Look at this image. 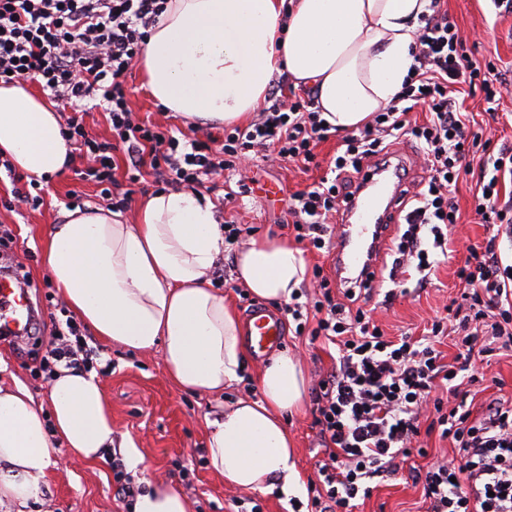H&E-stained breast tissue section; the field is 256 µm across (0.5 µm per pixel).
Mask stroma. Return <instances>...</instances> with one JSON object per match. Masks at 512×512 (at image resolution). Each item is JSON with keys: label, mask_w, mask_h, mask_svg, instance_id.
<instances>
[{"label": "stroma", "mask_w": 512, "mask_h": 512, "mask_svg": "<svg viewBox=\"0 0 512 512\" xmlns=\"http://www.w3.org/2000/svg\"><path fill=\"white\" fill-rule=\"evenodd\" d=\"M448 18L467 37L476 58H494L504 74L506 88L500 101V112L512 113V13L496 15L485 0H445ZM131 101L140 116L187 130L188 122L176 113H159L158 105L142 84L139 71L126 78ZM252 174L258 187L244 199L238 209V220L251 227L254 235L293 239L288 226V201L296 191L318 181L321 170L302 172L294 165L277 160H257ZM72 172L52 179L45 188L47 207L33 211L17 207L9 212L0 207V223L9 224L31 252L26 266L31 274V298L40 311V329L26 340L15 343L0 340V356L8 362L7 372L0 373V382L19 379L38 405L48 403L45 383L34 379L30 370L44 354L51 340V306L44 298L48 273L43 266V245L48 224L59 220L66 208L68 193L75 189ZM455 201L461 214L460 236L454 259L442 262L427 288L410 289L389 306H378L375 319L392 336L420 334L430 318L449 304L459 286L454 276L458 262L466 256V247L481 243L488 234L485 226L474 219L472 191L469 183H460ZM285 351L297 355L305 369L308 385H315L319 376L330 371L336 362L334 349L322 342L286 336ZM108 368L99 377L112 409L114 448L124 450L134 443L144 459L135 476L136 483L157 478L179 480L180 467H188L191 485L185 488L187 512H236L238 501L259 500L263 512H291L290 499L306 500L307 484L315 475V463L322 448L312 429V403H305L301 412L286 420L295 444V471L298 490L295 496L283 492H249L225 483L207 462L208 420L217 418L227 401L241 396H257V379L263 362L247 358L245 381L219 395L189 393L168 377L160 349L139 351L112 344H100ZM477 368L485 372L483 388L473 389V407L486 400L512 395V354L494 353L480 360ZM52 465L47 472L41 501L20 509L0 505V512H126L114 495L112 469L72 460L64 445L51 450ZM353 512H425L422 488L396 475L377 481L369 498L361 500Z\"/></svg>", "instance_id": "obj_1"}]
</instances>
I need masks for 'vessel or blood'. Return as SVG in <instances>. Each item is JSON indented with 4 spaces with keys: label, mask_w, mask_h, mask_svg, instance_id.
<instances>
[{
    "label": "vessel or blood",
    "mask_w": 512,
    "mask_h": 512,
    "mask_svg": "<svg viewBox=\"0 0 512 512\" xmlns=\"http://www.w3.org/2000/svg\"><path fill=\"white\" fill-rule=\"evenodd\" d=\"M401 159L388 161L372 172L362 189L344 206V222L336 238L334 268L337 284L365 287L374 284L378 254L391 246L390 218L399 216L398 204L410 182L401 178ZM33 318L26 288L0 274V330L26 335ZM246 342L256 359H263L285 340L282 314L263 303L252 304L245 315Z\"/></svg>",
    "instance_id": "vessel-or-blood-1"
}]
</instances>
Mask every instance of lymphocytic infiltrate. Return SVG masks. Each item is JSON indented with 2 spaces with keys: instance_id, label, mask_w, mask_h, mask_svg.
Segmentation results:
<instances>
[{
  "instance_id": "obj_1",
  "label": "lymphocytic infiltrate",
  "mask_w": 512,
  "mask_h": 512,
  "mask_svg": "<svg viewBox=\"0 0 512 512\" xmlns=\"http://www.w3.org/2000/svg\"><path fill=\"white\" fill-rule=\"evenodd\" d=\"M168 0H0V82L38 81L50 102L68 108L66 137L79 158L78 183L93 185L98 198L124 211L133 184L152 178L160 186L195 188L232 172L236 188L225 204L251 194L245 163L256 155L310 167L329 130L311 101L286 97L273 85L268 107L247 127L189 135L139 118L123 78L167 9ZM415 64L398 98L342 138L330 173L291 195L288 214L295 239L317 252L333 245L343 205L358 192L380 156L400 139L417 144L425 175L392 240L391 264L382 273L397 286L422 289L442 258L453 253L451 234L460 213L452 195L461 179L475 176L474 206L491 234L467 247L456 271L460 301L419 336H386L368 308L371 288H340L314 265L311 289L294 292L283 308L296 335L324 339L338 357L312 391L314 427L324 447L316 477L308 483L306 512H352L368 497L375 478L394 475L399 460L426 456L422 432L451 441L458 462L437 461L415 469L426 512H512V398L496 397L473 411L471 385L482 382L474 358L493 345L512 350V253L500 238L512 237V146L496 145L458 98L461 89L481 92L490 119L502 97L495 64L473 57L443 0H430L414 33ZM110 134H93L78 105L90 95ZM428 115L410 117L415 106ZM128 169L118 180L117 154ZM456 333L458 361H443L436 343ZM90 347L73 316L55 320L52 341L38 367L42 381L58 368L92 366ZM446 396H439V389Z\"/></svg>"
}]
</instances>
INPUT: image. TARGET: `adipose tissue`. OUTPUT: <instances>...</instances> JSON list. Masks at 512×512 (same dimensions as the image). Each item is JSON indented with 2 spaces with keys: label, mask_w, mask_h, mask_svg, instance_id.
<instances>
[{
  "label": "adipose tissue",
  "mask_w": 512,
  "mask_h": 512,
  "mask_svg": "<svg viewBox=\"0 0 512 512\" xmlns=\"http://www.w3.org/2000/svg\"><path fill=\"white\" fill-rule=\"evenodd\" d=\"M427 7L428 0H169L138 67L157 103L201 125L245 122L285 73L345 134L401 92ZM0 150L38 179L69 165L59 117L30 80L0 84ZM223 248L214 203L180 190L143 197L132 224L104 207L66 210L47 228L43 257L68 307L98 338L160 348L181 389L219 394L240 382L246 360L241 321L210 281ZM234 271L252 295L285 303L307 265L287 240L258 237L238 253ZM258 390V398L225 406L207 447L211 469L227 484L261 491L294 474L284 417L304 404L301 361L275 356ZM48 400L37 405L17 381L0 385V502L22 508L40 500L54 443L79 462H108L112 411L97 371L60 370ZM131 509L186 512V500L177 483L154 480Z\"/></svg>",
  "instance_id": "1"
}]
</instances>
